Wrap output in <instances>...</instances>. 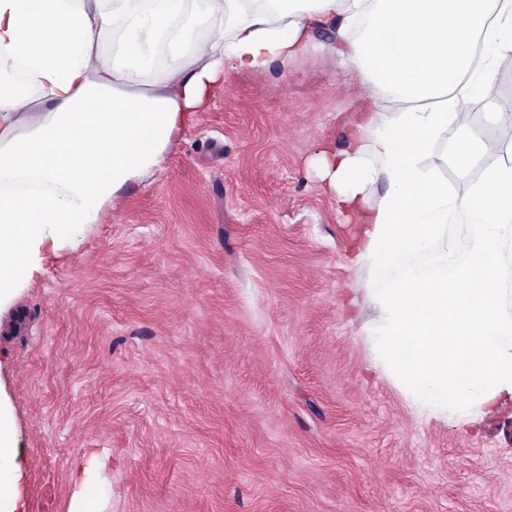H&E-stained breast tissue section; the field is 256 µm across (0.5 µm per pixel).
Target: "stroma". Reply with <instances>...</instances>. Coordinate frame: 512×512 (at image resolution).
<instances>
[{"instance_id":"1","label":"stroma","mask_w":512,"mask_h":512,"mask_svg":"<svg viewBox=\"0 0 512 512\" xmlns=\"http://www.w3.org/2000/svg\"><path fill=\"white\" fill-rule=\"evenodd\" d=\"M360 91L310 51L231 74L0 312L24 512H512V401L418 413L375 356L356 226L309 165Z\"/></svg>"}]
</instances>
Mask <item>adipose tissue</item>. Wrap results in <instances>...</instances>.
<instances>
[{
    "mask_svg": "<svg viewBox=\"0 0 512 512\" xmlns=\"http://www.w3.org/2000/svg\"><path fill=\"white\" fill-rule=\"evenodd\" d=\"M0 0V310L47 247L120 208L177 130L234 72L306 53L335 27L363 101L338 150L311 164L378 284L379 356L423 411L451 424L512 400V142L470 134L512 57V0ZM452 194L428 160L449 130ZM461 226L449 235V221ZM411 347L413 362L401 357ZM18 450L0 422V512H20Z\"/></svg>",
    "mask_w": 512,
    "mask_h": 512,
    "instance_id": "obj_1",
    "label": "adipose tissue"
}]
</instances>
